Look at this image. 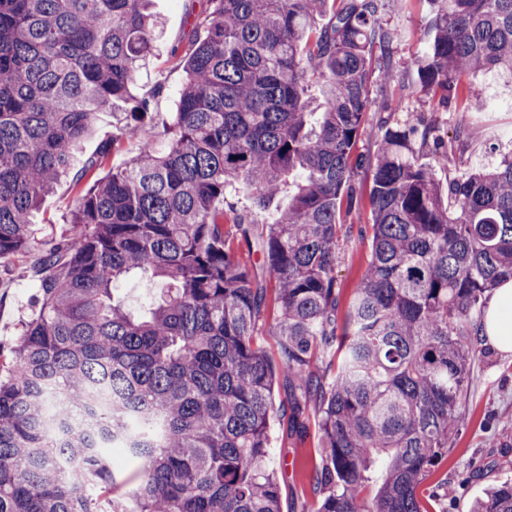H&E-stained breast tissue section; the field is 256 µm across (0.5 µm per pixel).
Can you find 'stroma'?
I'll list each match as a JSON object with an SVG mask.
<instances>
[{
  "label": "stroma",
  "mask_w": 512,
  "mask_h": 512,
  "mask_svg": "<svg viewBox=\"0 0 512 512\" xmlns=\"http://www.w3.org/2000/svg\"><path fill=\"white\" fill-rule=\"evenodd\" d=\"M202 7L201 0L152 2L161 25L156 32L155 55L139 74L137 93L153 97L157 120H165L174 108L176 92L183 82V71L174 58L185 55L190 48L192 17ZM428 16L425 0H389L383 23L398 36L396 57L400 64H409L419 50ZM470 84L483 102L481 108L466 110L458 105L438 112L431 111L424 93H409L398 82L377 81L372 85L378 99L392 106L406 102L410 109L429 114L442 130L454 131L464 122L479 131V138L465 142L460 152L462 167L429 156L430 165L443 182L457 177L463 168H493L503 153L512 151V109L506 104L512 97V84L492 72L480 73ZM354 183L356 203L344 220L346 234L337 249L336 280L344 304L370 259L372 239L370 180L361 173ZM72 200V179L62 177L34 218L36 241L69 232L65 216ZM38 254L34 248L25 255L0 260L2 354L10 353L31 315ZM462 415V427L447 459L422 487L431 512H470L472 502L485 487L512 480V353L495 351L472 364ZM268 435L269 462L280 482L282 512H311L314 494L310 480L319 460L316 426H309L307 436L300 439L290 433L287 417L279 415L271 420Z\"/></svg>",
  "instance_id": "obj_1"
}]
</instances>
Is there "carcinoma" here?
Masks as SVG:
<instances>
[{"instance_id":"cac0c4a2","label":"carcinoma","mask_w":512,"mask_h":512,"mask_svg":"<svg viewBox=\"0 0 512 512\" xmlns=\"http://www.w3.org/2000/svg\"><path fill=\"white\" fill-rule=\"evenodd\" d=\"M150 2L0 0V260L28 253L62 177L75 188L72 234L42 243L34 312L0 355V512H281L270 420L288 413L301 437L311 404V512H429L421 486L460 429L490 294L512 278V156L445 197L424 158L448 152L422 115L385 119L377 151L355 150L368 114L390 110L372 95L375 69L437 110L478 101L467 75L511 80L512 0H427L402 69L387 0H205L164 148L148 141L93 180L154 120L135 94ZM119 105L120 135L83 157ZM361 168L371 256L341 321L337 246ZM288 184L272 224L224 212L229 187L265 205ZM228 224L254 235L274 283L276 362L254 343L267 288ZM130 274L166 285L139 314L116 294ZM115 452L136 467L117 471ZM471 512H512V482ZM117 130L112 123V115L101 113L95 124V131L82 144V155L88 157L99 153L102 144L116 135Z\"/></svg>"}]
</instances>
